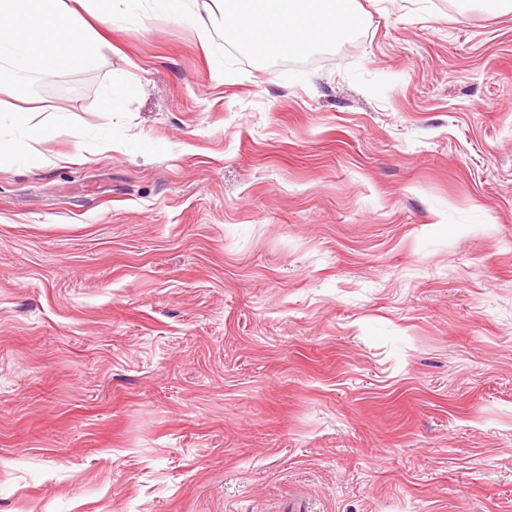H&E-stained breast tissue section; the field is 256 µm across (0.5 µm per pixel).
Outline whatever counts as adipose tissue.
<instances>
[{"instance_id":"ef3b65f1","label":"adipose tissue","mask_w":512,"mask_h":512,"mask_svg":"<svg viewBox=\"0 0 512 512\" xmlns=\"http://www.w3.org/2000/svg\"><path fill=\"white\" fill-rule=\"evenodd\" d=\"M139 0H94L92 19H85L65 0H0V63L18 93H25L23 74L41 67L75 65L93 67L98 59V35L93 22L111 24L117 4L135 7ZM322 0H248L239 16L268 45L313 47L333 43L346 36L334 17L319 12ZM12 124L23 130L21 140L0 143V161L21 157L37 164L44 156L38 143L50 127L31 123L15 113Z\"/></svg>"}]
</instances>
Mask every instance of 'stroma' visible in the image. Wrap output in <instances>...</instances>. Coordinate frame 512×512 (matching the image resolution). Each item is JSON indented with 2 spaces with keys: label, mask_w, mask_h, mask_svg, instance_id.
Segmentation results:
<instances>
[{
  "label": "stroma",
  "mask_w": 512,
  "mask_h": 512,
  "mask_svg": "<svg viewBox=\"0 0 512 512\" xmlns=\"http://www.w3.org/2000/svg\"><path fill=\"white\" fill-rule=\"evenodd\" d=\"M352 8L0 78L54 127L0 163V512H512V9ZM326 0H248L224 1L225 13H232L242 7L237 14L243 21L244 27L250 28L257 34L258 39L266 40L267 44L281 50L282 47L304 46L312 48L317 44L335 43L344 39L348 34L343 27L336 25V18L319 12L318 4ZM248 2L247 4H243ZM231 3L240 6L229 8ZM235 18L229 21V28H238L242 21ZM288 18L292 23L282 26L279 19ZM309 20L311 24L304 26L302 22Z\"/></svg>",
  "instance_id": "obj_1"
}]
</instances>
